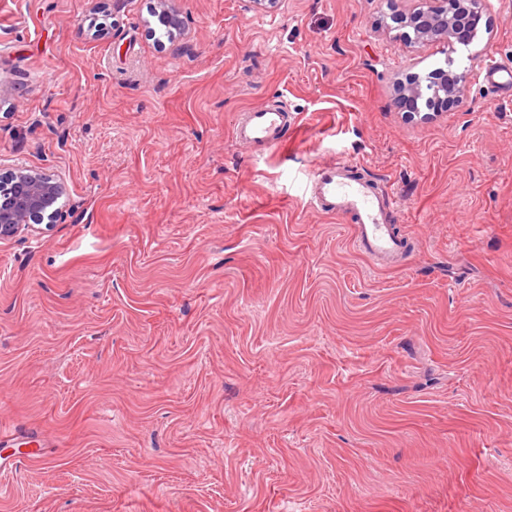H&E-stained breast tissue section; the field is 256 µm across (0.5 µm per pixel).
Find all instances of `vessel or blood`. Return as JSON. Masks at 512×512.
I'll return each mask as SVG.
<instances>
[{"instance_id": "1", "label": "vessel or blood", "mask_w": 512, "mask_h": 512, "mask_svg": "<svg viewBox=\"0 0 512 512\" xmlns=\"http://www.w3.org/2000/svg\"><path fill=\"white\" fill-rule=\"evenodd\" d=\"M290 119V114L275 104L246 112L235 128V137L245 144L271 148L277 146ZM307 193L318 210L350 218L354 246L374 267L391 266L407 250V239L393 227L397 214L393 193L363 179L357 164L341 159L321 163L309 180Z\"/></svg>"}]
</instances>
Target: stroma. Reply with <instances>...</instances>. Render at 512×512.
Returning a JSON list of instances; mask_svg holds the SVG:
<instances>
[{
    "label": "stroma",
    "mask_w": 512,
    "mask_h": 512,
    "mask_svg": "<svg viewBox=\"0 0 512 512\" xmlns=\"http://www.w3.org/2000/svg\"><path fill=\"white\" fill-rule=\"evenodd\" d=\"M0 0V175L62 183L0 241V425L31 428L0 512H512V0L461 100L379 22L415 0ZM293 120L261 149L242 113ZM332 158L390 184L401 266L305 188Z\"/></svg>",
    "instance_id": "stroma-1"
}]
</instances>
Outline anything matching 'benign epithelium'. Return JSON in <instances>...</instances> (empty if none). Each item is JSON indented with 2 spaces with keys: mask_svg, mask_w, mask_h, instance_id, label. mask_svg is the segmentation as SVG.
Segmentation results:
<instances>
[{
  "mask_svg": "<svg viewBox=\"0 0 512 512\" xmlns=\"http://www.w3.org/2000/svg\"><path fill=\"white\" fill-rule=\"evenodd\" d=\"M169 0H159L158 21L172 29L180 28ZM419 6L396 10L390 15L393 28L402 31L404 45L411 48L435 42L452 54L467 47L478 35L486 14L484 0H418ZM449 57L445 66L422 78L414 74L398 87L397 105L409 117L421 113V106H443L460 98L465 90L466 73L453 69ZM61 182L55 175L21 167L0 177V240L22 233H42L60 217Z\"/></svg>",
  "mask_w": 512,
  "mask_h": 512,
  "instance_id": "benign-epithelium-1",
  "label": "benign epithelium"
}]
</instances>
